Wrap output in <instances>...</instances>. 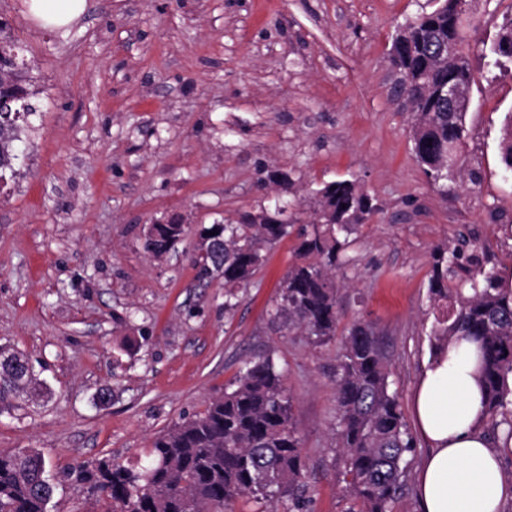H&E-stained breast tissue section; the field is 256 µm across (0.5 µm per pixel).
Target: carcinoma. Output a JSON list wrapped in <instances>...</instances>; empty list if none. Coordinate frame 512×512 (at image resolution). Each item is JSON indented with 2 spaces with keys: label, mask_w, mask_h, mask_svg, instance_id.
<instances>
[{
  "label": "carcinoma",
  "mask_w": 512,
  "mask_h": 512,
  "mask_svg": "<svg viewBox=\"0 0 512 512\" xmlns=\"http://www.w3.org/2000/svg\"><path fill=\"white\" fill-rule=\"evenodd\" d=\"M459 0H442L399 28L391 47L399 70V88L410 90L416 106L413 152L428 180L448 195L455 185L448 154H457L466 133L469 107L459 112L435 101L431 86L449 76L473 83L464 46ZM449 46L443 64L432 49ZM494 53L512 59V18L500 28ZM26 63L17 44L0 39V96L29 115V91L23 85ZM19 119L0 117V181L15 177ZM502 161L512 170V113L505 115L500 142ZM312 230L298 233L296 260L276 300L275 314L288 316V327L324 341L336 335L339 288L330 271L356 227L376 211L357 182L339 180L317 191ZM291 224L263 214L244 224H215L206 231L193 259L200 277H221L224 287L248 284L262 262L261 250L291 234ZM182 224H151L144 248L155 257L168 253L183 236ZM430 294L442 310L432 331L435 348L453 338L473 340L482 350L484 413L512 439V287L495 269L483 266L474 250L436 249L432 254ZM5 390L26 388L32 380L27 362L0 351ZM390 369L373 325L358 319L349 327L336 363V436L343 457L347 493L357 512H390L404 486L408 453L415 440L404 420ZM147 464L122 465L99 459L83 465L78 480L110 501L107 512H227L243 495L275 505L285 498L301 502L306 464L291 415V398L271 359L249 361L204 413L158 435ZM53 487L43 456L35 450L0 454V512H47Z\"/></svg>",
  "instance_id": "obj_1"
}]
</instances>
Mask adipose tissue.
I'll return each instance as SVG.
<instances>
[{
  "label": "adipose tissue",
  "instance_id": "obj_1",
  "mask_svg": "<svg viewBox=\"0 0 512 512\" xmlns=\"http://www.w3.org/2000/svg\"><path fill=\"white\" fill-rule=\"evenodd\" d=\"M88 0H29L32 18L46 27L70 25ZM477 343L453 341L423 372L414 392V417L427 453L418 470L422 512H502L512 480L480 431L484 419Z\"/></svg>",
  "mask_w": 512,
  "mask_h": 512
}]
</instances>
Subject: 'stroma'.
<instances>
[{
    "label": "stroma",
    "mask_w": 512,
    "mask_h": 512,
    "mask_svg": "<svg viewBox=\"0 0 512 512\" xmlns=\"http://www.w3.org/2000/svg\"><path fill=\"white\" fill-rule=\"evenodd\" d=\"M428 0H89L64 29L26 0H0L34 111L16 178L0 185V347L40 385L0 413V454L41 452L48 512H104L74 469L136 460L203 413L247 361L271 358L292 399L306 462L303 512H348L336 424V359L354 320L371 322L407 425L434 357L432 252L482 253L512 270V171L501 160L512 61L492 47L512 0H471L474 74L465 175L441 195L412 148L414 113L395 92L398 26ZM287 180L270 182L268 172ZM477 182H468L469 173ZM357 181L377 206L334 274L340 321L319 343L275 316L296 235L262 249L249 285L224 297L191 262L212 224L288 203L304 227L317 190ZM185 226L157 258L144 233ZM110 388L105 404L95 397Z\"/></svg>",
    "instance_id": "stroma-1"
}]
</instances>
